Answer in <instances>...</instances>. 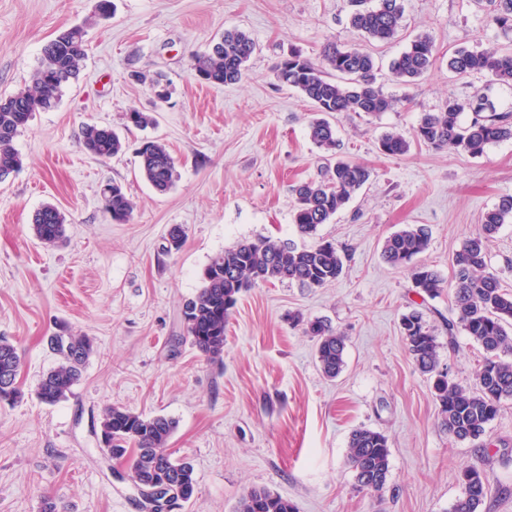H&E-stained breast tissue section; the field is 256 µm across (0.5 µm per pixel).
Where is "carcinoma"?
<instances>
[{"label":"carcinoma","instance_id":"carcinoma-1","mask_svg":"<svg viewBox=\"0 0 512 512\" xmlns=\"http://www.w3.org/2000/svg\"><path fill=\"white\" fill-rule=\"evenodd\" d=\"M487 25L504 35L512 34V0H490ZM351 24L367 42H391L402 27L399 0H350ZM256 45L244 31H226L211 50L193 57V70L211 83L233 84L242 80ZM435 44L428 34L415 36L389 64L399 83L412 84L435 61ZM86 57L85 30L74 26L46 43L32 78V86L0 97V183L17 172L22 160L14 148L18 136L35 112L54 110L63 87L80 72ZM378 66L372 54L360 47L327 45L319 61L299 53L273 66L276 80L297 90L314 107L308 126L310 140L326 154L320 178L296 186L293 222L302 236H311L328 224L368 183L372 170L342 156V142L328 114L391 110L395 100L376 84ZM448 71L457 76L488 77L484 90L465 101L447 99L436 112L423 113L408 139L388 132L379 140V151L390 157L409 152L416 142L435 150L454 148L472 158L481 157L494 144L512 140V111H501L490 95L495 86L512 89V49L504 46L484 50L459 47L448 54ZM83 149L100 159H110L125 149L114 130L88 125L83 131ZM143 179L158 192L170 190L176 181L175 161L165 145L146 139L137 151ZM103 209L116 222L130 221L134 204L124 188L112 182L102 189ZM505 224H512V196L501 200L482 217L481 231L466 240L451 259L454 270L456 319L448 321V343L462 331L486 353L468 387L440 368V343L424 313L413 309L401 317L400 329L417 369L432 381L441 427L460 441L480 442L500 413L512 401V291L502 287L497 272L488 264V245ZM33 236L43 244H55L65 233V217L57 207L38 209L31 224ZM431 240L423 225H408L388 236L382 256L390 265L411 270L413 287L422 300L435 299L447 288L440 274L414 259ZM344 262L329 241L297 247L270 237L243 239L212 256L201 275V286L185 301L184 328L191 345L209 362L222 361L224 328L238 297L260 283H296L302 288H321L336 281ZM305 332L317 338V359L322 373L337 377L345 366L347 338L323 320L306 322ZM57 365L41 379L40 400L54 405L68 398L82 376L93 351L92 341L67 331L48 337ZM22 354L6 338H0V403L20 396L18 378ZM176 421L163 415L147 417L123 407L107 406L100 430L106 455L126 463L132 477L145 488L164 484L190 501L195 494L193 466L167 453V443ZM388 438L368 428L352 432L347 462L360 490L381 491L390 474ZM462 491L449 512H480L489 491L486 472L467 466L461 472ZM235 512H296L286 498L265 489H251L238 501Z\"/></svg>","mask_w":512,"mask_h":512}]
</instances>
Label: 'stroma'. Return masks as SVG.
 <instances>
[{
  "instance_id": "1",
  "label": "stroma",
  "mask_w": 512,
  "mask_h": 512,
  "mask_svg": "<svg viewBox=\"0 0 512 512\" xmlns=\"http://www.w3.org/2000/svg\"><path fill=\"white\" fill-rule=\"evenodd\" d=\"M400 2L398 38L368 46L395 107L334 120L346 156L374 175L331 223L304 237L293 224V189L317 178L322 152L308 136L310 103L280 85L272 67L292 52L314 60L326 44H360L348 0H112L107 17L96 0H0V96L29 85L44 44L61 31L84 26L87 40L77 79L16 137L22 167L0 183V336L24 356L22 396L0 405V512H43L48 501L59 512H147L101 451L100 418L110 405L176 420L167 449L192 464L196 492L175 512H234L253 488L288 498L297 512H448L472 464L490 482L481 512H512V401L490 423L487 450L448 435L400 319L422 309L441 368L462 383L473 384L484 351L464 334L449 338L451 294L422 301L408 271L382 257L389 235L423 224L431 244L420 262L451 279L453 253L512 195V141L478 158L420 144L400 157L378 149L386 132L411 135L423 113L485 87L482 76L450 73L449 52L505 39L475 0ZM233 28L257 44L245 77L234 85L199 80L192 53ZM420 33L434 39V65L416 84L393 81L390 59ZM139 72L168 79V103L136 80ZM134 109L153 113L156 126L128 125ZM88 124L117 131L123 153L88 154ZM148 137L176 160L178 178L165 194L139 172L136 150ZM112 181L134 203L129 222L103 211L100 192ZM48 203L66 218V237L53 246L31 232L34 212ZM174 225L185 237L169 252ZM260 236L300 247L331 241L343 274L312 290L255 286L226 323L222 362H207L183 338L182 304L210 257ZM297 313L345 333L339 377L321 372L315 338L290 320ZM62 329L88 336L93 352L72 395L47 405L36 394L57 364L46 338ZM360 427L389 439L391 474L378 495L357 489L347 463Z\"/></svg>"
}]
</instances>
